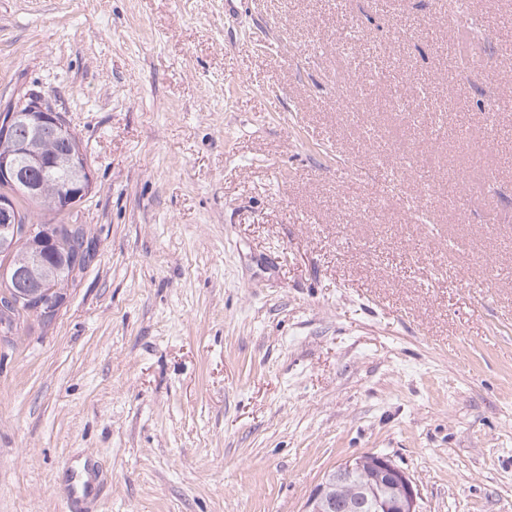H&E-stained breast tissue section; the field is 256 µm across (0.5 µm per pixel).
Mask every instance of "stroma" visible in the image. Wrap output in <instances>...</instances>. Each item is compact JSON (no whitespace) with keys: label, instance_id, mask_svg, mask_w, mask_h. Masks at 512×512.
<instances>
[{"label":"stroma","instance_id":"35a3bbf8","mask_svg":"<svg viewBox=\"0 0 512 512\" xmlns=\"http://www.w3.org/2000/svg\"><path fill=\"white\" fill-rule=\"evenodd\" d=\"M458 9L0 0V113L79 138L96 248L0 336V512H303L364 452L512 512V0L464 70Z\"/></svg>","mask_w":512,"mask_h":512}]
</instances>
